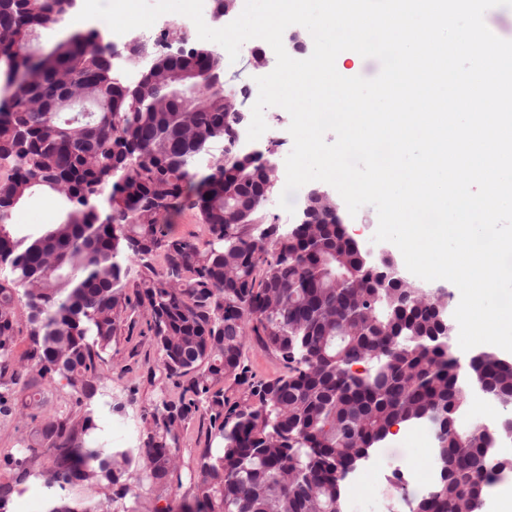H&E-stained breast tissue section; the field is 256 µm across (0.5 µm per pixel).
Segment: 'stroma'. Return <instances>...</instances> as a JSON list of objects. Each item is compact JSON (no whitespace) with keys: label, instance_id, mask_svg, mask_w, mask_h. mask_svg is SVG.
<instances>
[{"label":"stroma","instance_id":"stroma-1","mask_svg":"<svg viewBox=\"0 0 512 512\" xmlns=\"http://www.w3.org/2000/svg\"><path fill=\"white\" fill-rule=\"evenodd\" d=\"M115 356L104 371L112 380V400L120 408L115 415L127 419L134 436H141V416L152 409L160 394L177 398L178 391L157 368V352L146 333L145 316L135 311L123 322L113 343ZM209 422L194 417L187 425L180 445L181 486L157 493L145 486L143 499L162 497L171 512H181L183 504L194 494L193 477L197 462L207 445ZM403 433H396L377 445L357 468L365 481L358 495L343 493L342 512H408L409 500L421 497L429 487L428 474L434 464V448L405 445ZM405 474L406 483H398V474Z\"/></svg>","mask_w":512,"mask_h":512}]
</instances>
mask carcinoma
<instances>
[{"label":"carcinoma","mask_w":512,"mask_h":512,"mask_svg":"<svg viewBox=\"0 0 512 512\" xmlns=\"http://www.w3.org/2000/svg\"><path fill=\"white\" fill-rule=\"evenodd\" d=\"M73 9L69 0H0V416L16 413L10 386L42 417L21 438L17 472L0 481L8 512L29 464L47 489L108 488L139 498L148 483L182 485L179 445L186 423L209 417L194 504L183 512H341L342 482L397 424L431 423L448 481L418 512H472L471 491L511 473L490 444L489 423L461 424L463 377L483 376L507 392L512 360L491 350L460 358L435 334L432 302L448 299L413 281L383 288L360 261L363 245L323 202L295 232L269 220L277 177L262 157L228 144L234 112L212 89L222 57L197 45L157 60L144 90L116 75L117 47L94 27L55 40L38 56L31 39ZM73 89L56 99L60 74ZM190 86L192 97H183ZM225 145L207 173L198 158ZM63 203L54 224L20 235L15 209L35 191ZM196 209L208 232L200 245L176 237L171 215ZM136 288V302L126 293ZM28 310L30 348L14 359L16 303ZM147 312L158 367L181 388L143 414L138 448L96 436L94 406L108 390L102 364L127 310ZM254 337L284 372L258 379L244 348ZM64 380L84 403L76 414L43 411V386Z\"/></svg>","instance_id":"obj_1"}]
</instances>
